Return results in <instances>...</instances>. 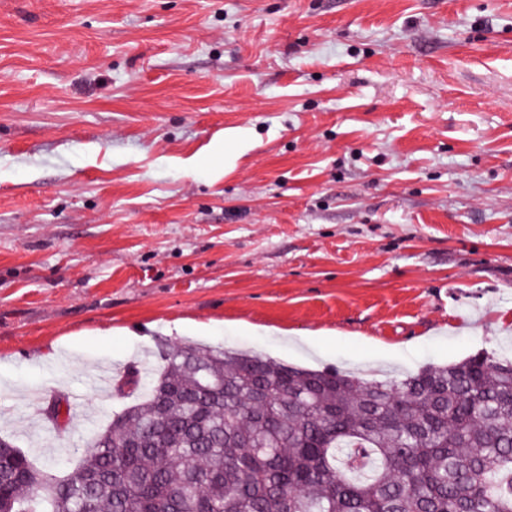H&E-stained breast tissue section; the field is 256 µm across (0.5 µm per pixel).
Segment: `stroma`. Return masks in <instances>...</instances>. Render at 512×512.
I'll return each mask as SVG.
<instances>
[{"label":"stroma","instance_id":"obj_1","mask_svg":"<svg viewBox=\"0 0 512 512\" xmlns=\"http://www.w3.org/2000/svg\"><path fill=\"white\" fill-rule=\"evenodd\" d=\"M198 344L512 355V0H0V435L70 472L133 402L85 369ZM248 149L245 137L240 131L227 130L224 132V139L217 141L213 153L204 160L189 159L190 167L206 164L212 169H225L230 163L243 155Z\"/></svg>","mask_w":512,"mask_h":512}]
</instances>
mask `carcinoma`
I'll return each instance as SVG.
<instances>
[{
  "instance_id": "carcinoma-1",
  "label": "carcinoma",
  "mask_w": 512,
  "mask_h": 512,
  "mask_svg": "<svg viewBox=\"0 0 512 512\" xmlns=\"http://www.w3.org/2000/svg\"><path fill=\"white\" fill-rule=\"evenodd\" d=\"M75 470L0 438V512H512V359L391 382L179 348Z\"/></svg>"
}]
</instances>
